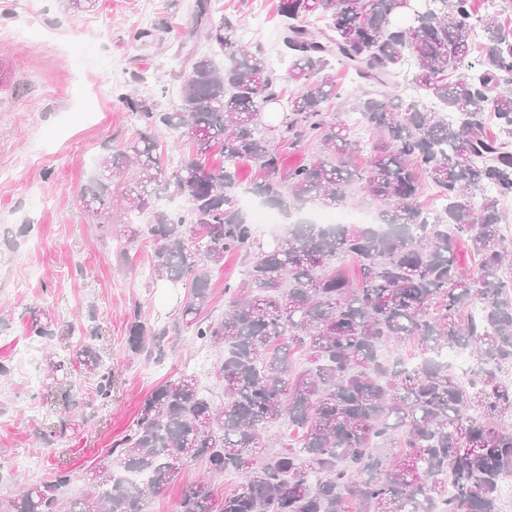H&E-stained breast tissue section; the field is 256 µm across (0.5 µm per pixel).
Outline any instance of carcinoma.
<instances>
[{
    "instance_id": "1",
    "label": "carcinoma",
    "mask_w": 512,
    "mask_h": 512,
    "mask_svg": "<svg viewBox=\"0 0 512 512\" xmlns=\"http://www.w3.org/2000/svg\"><path fill=\"white\" fill-rule=\"evenodd\" d=\"M278 12L284 72L241 45L235 19L196 0L195 33L222 65L190 51L173 74L180 102L171 108L120 94L143 129L100 160L80 196L92 219L117 203L130 219L120 230L127 243L153 246L152 278L189 288L174 321L131 323L130 351L161 361L167 338L184 333L224 349L215 369L224 403L180 371L143 399L81 497L67 495L74 474L59 463L0 512H147L196 460L207 477L177 512H500L512 475V383L500 377L512 367V278L502 276L512 247L501 234V201L512 198V28L495 12L476 15L472 0H416L411 10L401 0H279ZM478 28L480 55L469 63ZM338 64L363 86L352 110L377 133L364 177L342 161L359 145L326 107ZM286 81L301 91L268 128L263 108ZM163 131L191 145L173 169L158 152ZM279 140H315L319 153L284 173ZM215 148L224 164L213 167ZM242 161L265 174L255 195L288 213L341 202L361 179L385 206L387 230L294 222L266 248L239 209ZM423 178L441 211L417 204ZM460 238L476 258L467 269ZM230 253L244 257L246 278L224 284V315L212 319L210 272L199 261L222 266ZM343 258L357 263L358 279L346 277ZM82 333L75 372L45 352L62 401L40 434L49 446L84 425L82 376L97 380V406L112 401L96 329ZM26 334L39 343L53 332L34 319ZM408 339L418 344L415 369L378 357ZM450 346L473 358L470 381L440 361ZM297 351L309 361L300 372ZM136 472L148 481L132 489ZM226 472L241 484L219 497L210 478Z\"/></svg>"
}]
</instances>
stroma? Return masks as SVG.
<instances>
[{
	"instance_id": "1",
	"label": "stroma",
	"mask_w": 512,
	"mask_h": 512,
	"mask_svg": "<svg viewBox=\"0 0 512 512\" xmlns=\"http://www.w3.org/2000/svg\"><path fill=\"white\" fill-rule=\"evenodd\" d=\"M278 0H265L255 18L252 0H212L215 16L237 20L243 44L267 56L281 53ZM195 0H96L83 12L64 10L62 0H0V52L16 71L15 82L0 89V364L10 367L0 381V464L22 476L20 460L36 457L34 479L49 478L57 463H67L77 496L85 475L126 430L141 401L183 368L201 365L202 382L215 402L224 388L214 367L217 348L184 335L164 361L132 354L128 330L133 317L152 324L174 317L187 294L165 282H150L151 246L129 247L125 262L117 253L124 241L105 235L80 205V194L99 158L135 139L140 122L117 96L133 87L177 102V83L169 61L195 47ZM150 29L148 41L136 32ZM338 98L329 111L349 124L361 147L349 163L367 170L376 135L351 117L354 85L337 70ZM49 314L56 334L49 349L66 355L79 341L71 326L97 327L96 344L112 368V400L88 411L75 437L52 446L37 444L49 429L53 408L46 384L30 386L29 369L44 370V352L35 351L31 368L14 363L29 346L24 327L31 312Z\"/></svg>"
}]
</instances>
